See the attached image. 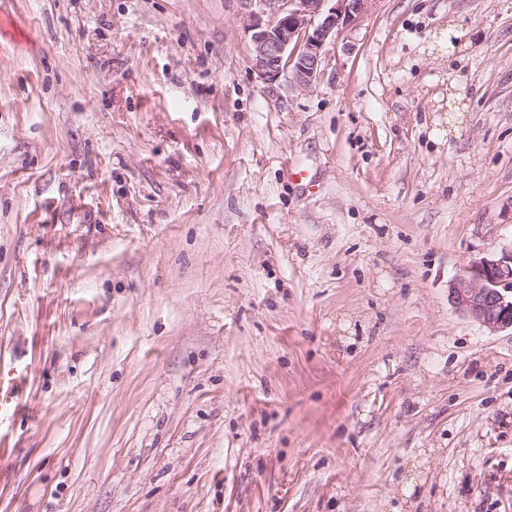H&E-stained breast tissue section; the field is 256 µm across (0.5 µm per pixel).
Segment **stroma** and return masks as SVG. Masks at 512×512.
<instances>
[{"label":"stroma","instance_id":"35a3bbf8","mask_svg":"<svg viewBox=\"0 0 512 512\" xmlns=\"http://www.w3.org/2000/svg\"><path fill=\"white\" fill-rule=\"evenodd\" d=\"M246 12L0 0V512H512V0ZM252 32L253 65L273 80L310 88L320 75L325 49L376 0H244ZM448 300L492 332L512 331V247L472 261L449 282Z\"/></svg>","mask_w":512,"mask_h":512}]
</instances>
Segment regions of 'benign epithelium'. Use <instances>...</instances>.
<instances>
[{
  "instance_id": "obj_1",
  "label": "benign epithelium",
  "mask_w": 512,
  "mask_h": 512,
  "mask_svg": "<svg viewBox=\"0 0 512 512\" xmlns=\"http://www.w3.org/2000/svg\"><path fill=\"white\" fill-rule=\"evenodd\" d=\"M253 65L273 80L309 88L320 75L327 46L375 0H245ZM448 300L492 332L512 330V248L471 262L448 284Z\"/></svg>"
}]
</instances>
